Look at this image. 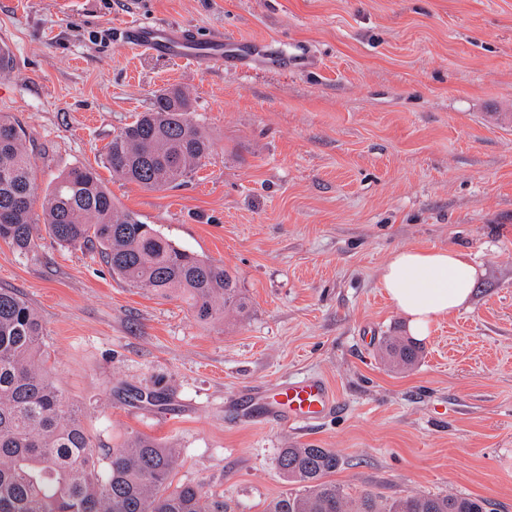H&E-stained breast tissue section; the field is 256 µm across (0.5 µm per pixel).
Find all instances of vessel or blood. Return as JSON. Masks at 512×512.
<instances>
[{"instance_id": "vessel-or-blood-1", "label": "vessel or blood", "mask_w": 512, "mask_h": 512, "mask_svg": "<svg viewBox=\"0 0 512 512\" xmlns=\"http://www.w3.org/2000/svg\"><path fill=\"white\" fill-rule=\"evenodd\" d=\"M126 44L144 48L166 58L201 60L223 66L227 56L243 52L244 41L224 33L203 38L190 29L135 20L125 25ZM249 401L258 405L268 419L305 426L330 414L337 405L329 387L319 378L303 376L280 383L271 391L250 393Z\"/></svg>"}]
</instances>
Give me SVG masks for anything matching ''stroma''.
<instances>
[{"instance_id":"obj_1","label":"stroma","mask_w":512,"mask_h":512,"mask_svg":"<svg viewBox=\"0 0 512 512\" xmlns=\"http://www.w3.org/2000/svg\"><path fill=\"white\" fill-rule=\"evenodd\" d=\"M224 32L313 65L247 67L132 48L126 22ZM14 66L0 114L32 153L39 247L0 240V288L46 330L47 366L95 440L178 448L175 482L229 512L290 491L280 449L330 448L356 495L466 494L512 512V0H0ZM176 86L212 152L179 187L113 177L112 136ZM97 170L122 209L233 272L251 311L199 321L187 302L133 288L97 252L51 239L57 177ZM467 249L482 275L468 309L385 364L406 335L378 286L396 250ZM321 378L339 400L304 429L242 412L248 390ZM166 395L150 403L145 393ZM382 358L395 367L414 365L420 356L419 347L412 341L389 337L381 347Z\"/></svg>"}]
</instances>
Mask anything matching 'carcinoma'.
I'll list each match as a JSON object with an SVG mask.
<instances>
[{
	"mask_svg": "<svg viewBox=\"0 0 512 512\" xmlns=\"http://www.w3.org/2000/svg\"><path fill=\"white\" fill-rule=\"evenodd\" d=\"M180 88L153 95L151 106L112 136V174L144 189L182 185L210 152ZM22 127L0 115V240L21 253L37 247L31 219V154ZM44 224L61 244L91 245L112 272L135 288L184 297L202 321L246 317L250 302L235 276L190 253L139 216L119 209L92 167H75L49 191ZM382 358L414 365L419 347L388 338ZM44 329L17 291L0 288V512H224V501L193 483L173 484L177 449L146 436L120 448L94 443L46 367ZM330 448H283L278 468L300 490L265 512H488L487 501L458 494H411L390 503L365 492L351 497L328 480L341 466Z\"/></svg>",
	"mask_w": 512,
	"mask_h": 512,
	"instance_id": "1",
	"label": "carcinoma"
}]
</instances>
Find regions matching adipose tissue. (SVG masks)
<instances>
[{"instance_id":"adipose-tissue-1","label":"adipose tissue","mask_w":512,"mask_h":512,"mask_svg":"<svg viewBox=\"0 0 512 512\" xmlns=\"http://www.w3.org/2000/svg\"><path fill=\"white\" fill-rule=\"evenodd\" d=\"M478 276L469 252L409 248L392 253L380 270L379 285L410 333L425 338L440 321L468 307Z\"/></svg>"}]
</instances>
